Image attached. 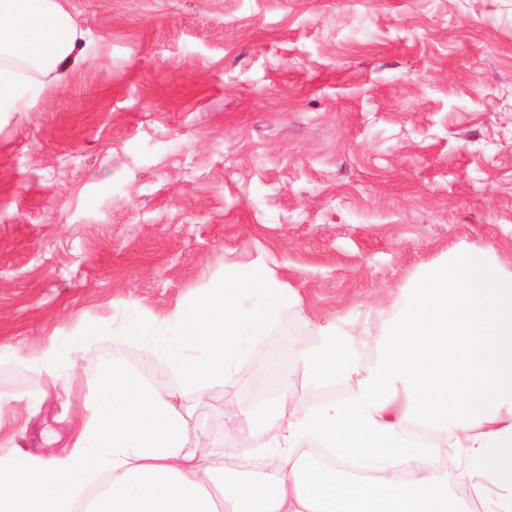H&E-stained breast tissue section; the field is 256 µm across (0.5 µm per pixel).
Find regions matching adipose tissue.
I'll return each instance as SVG.
<instances>
[{
    "label": "adipose tissue",
    "instance_id": "obj_1",
    "mask_svg": "<svg viewBox=\"0 0 512 512\" xmlns=\"http://www.w3.org/2000/svg\"><path fill=\"white\" fill-rule=\"evenodd\" d=\"M81 38L64 0H0V114L66 83ZM103 342L111 358H86ZM370 342L360 359L260 273L86 325L43 358L53 380L87 379L72 443L0 456V512H461L478 489L483 512H512V264L450 251L400 288ZM219 385L232 407L211 433ZM243 428L251 447L235 444Z\"/></svg>",
    "mask_w": 512,
    "mask_h": 512
}]
</instances>
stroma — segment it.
<instances>
[{"label": "stroma", "instance_id": "35a3bbf8", "mask_svg": "<svg viewBox=\"0 0 512 512\" xmlns=\"http://www.w3.org/2000/svg\"><path fill=\"white\" fill-rule=\"evenodd\" d=\"M90 63L0 120V363L261 269L374 329L449 250L512 258V0H66ZM0 374L55 457L82 370Z\"/></svg>", "mask_w": 512, "mask_h": 512}]
</instances>
